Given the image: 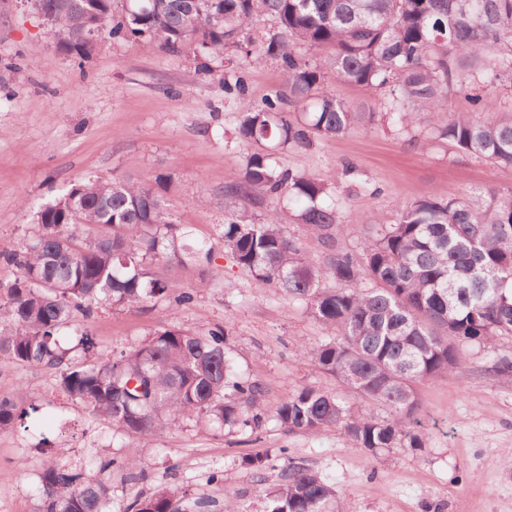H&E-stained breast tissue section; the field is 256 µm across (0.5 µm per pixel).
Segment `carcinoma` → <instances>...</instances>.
<instances>
[{
    "instance_id": "1",
    "label": "carcinoma",
    "mask_w": 512,
    "mask_h": 512,
    "mask_svg": "<svg viewBox=\"0 0 512 512\" xmlns=\"http://www.w3.org/2000/svg\"><path fill=\"white\" fill-rule=\"evenodd\" d=\"M53 17L58 45L83 60L90 34L144 40L199 54L234 48L272 59L288 94L245 103L236 127L256 146L240 181L224 186V250L254 280L304 303L327 339L299 352L336 376L364 405L304 387L282 401L275 420L289 432L343 430L355 448L374 453L420 448L423 408L416 384L463 362L460 344L512 335V188L474 197L430 195L404 206L394 224H373L360 253L340 243L338 209L321 180L273 164L289 145L345 136L365 119L326 87L329 79L388 89L387 115L406 129L422 113L436 117L433 139L496 167L512 168V109L480 116L479 91L512 89V0H36ZM266 17L278 29L257 34ZM322 50L303 59L298 48ZM478 93L469 112L448 111L463 72ZM163 174L131 183L92 179L72 185L37 212L38 231L21 251L3 253L15 281L0 291V355L58 374L73 403L139 440L178 418L213 429L255 432L263 423L262 388L238 376L226 350L228 331L204 333L172 320L141 344L108 356L89 321L100 307L167 299L194 302L195 289L156 275L211 260L212 247L171 221ZM264 214H258L259 209ZM303 225L325 249L310 258L285 230ZM387 409L378 419L374 408ZM24 412L0 397V433ZM98 470L50 461L40 476L38 512H112V466ZM161 483L122 512H179ZM335 489L317 472L288 460L264 490V512H326ZM188 512H240L237 493L224 504L196 498Z\"/></svg>"
}]
</instances>
